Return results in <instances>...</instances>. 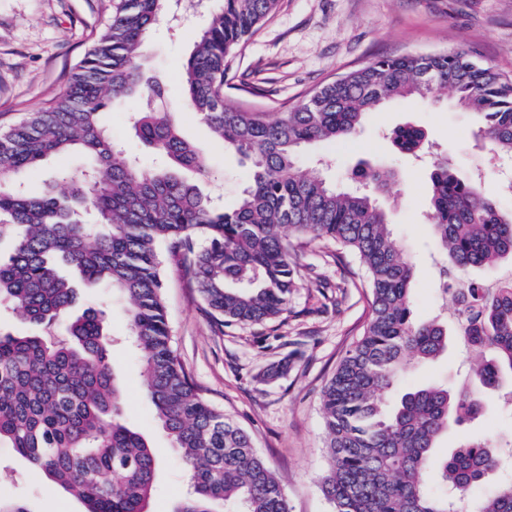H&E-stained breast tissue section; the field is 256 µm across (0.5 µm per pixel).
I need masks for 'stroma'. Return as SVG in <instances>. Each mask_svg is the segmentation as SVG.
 <instances>
[{"label":"stroma","instance_id":"1","mask_svg":"<svg viewBox=\"0 0 512 512\" xmlns=\"http://www.w3.org/2000/svg\"><path fill=\"white\" fill-rule=\"evenodd\" d=\"M111 6V0H0V123L48 106L62 93L70 72L107 24ZM219 7V0H175L172 16L147 40L145 64L161 82L163 105L176 113L183 136L213 165L202 190L230 209L247 182L248 168L190 112L181 82L198 34ZM457 47L512 75V0H279L272 17L237 55L224 93L250 109L272 113L375 58ZM138 109L135 103H113L102 122L117 145L153 166L157 156L133 130ZM405 124L426 131L433 155L412 160L395 151L387 134ZM437 155L464 176H481L485 192L512 208V196L504 191L512 166L503 167L479 145L469 118L449 95L433 105L391 101L366 117L356 137L319 143L302 156L304 170L340 185L348 184L353 170L376 163L401 174L400 183L381 200L395 238L415 264L412 316L418 321L439 313L448 317L450 340L447 354L438 360L410 365L387 395L391 405L431 382L456 389L463 376L454 306L438 291L440 259L430 228L429 173ZM162 260L173 345L203 397L251 436L279 478L290 512H333L321 484L328 467L322 392L370 314L371 293L357 262L349 256L335 261L323 248L301 249L298 286L287 314L220 330L211 324L198 291L187 287L177 258L166 254ZM80 300L107 311L115 339L112 363L125 393L122 418L156 451L149 512H174L187 492V479L142 388L139 357L124 343L127 304L102 284L81 286ZM511 436L512 408L495 403L487 415L441 438L436 454L446 456L467 437ZM0 498L29 512H85L79 500L31 471L6 447H0Z\"/></svg>","mask_w":512,"mask_h":512}]
</instances>
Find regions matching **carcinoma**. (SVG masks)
I'll return each mask as SVG.
<instances>
[{"mask_svg":"<svg viewBox=\"0 0 512 512\" xmlns=\"http://www.w3.org/2000/svg\"><path fill=\"white\" fill-rule=\"evenodd\" d=\"M99 39L67 88L45 108L0 126V307L40 332H0V446L80 500L86 512H147L157 460L148 440L121 420L124 395L112 364L108 314L76 309L78 288L64 269L103 283L127 301L140 376L156 416L188 476L174 512H289L282 485L251 437L209 404L172 347L159 248L182 257L212 322L255 325L288 312L297 287L295 247L334 243L365 271L371 312L322 393L329 467L322 490L334 512H512V476L483 499L474 489L512 470V438L471 439L448 456L433 453L449 430L481 417L485 396L512 399V279L490 286L473 274L512 260V210L501 209L478 178L436 160L430 208L436 247L462 273L455 288L459 331L474 386L431 383L386 409L385 396L413 361L448 351L442 317L411 314L414 265L389 228L374 193L398 182L390 169L355 173L362 190L341 189L301 168L304 147L353 138L365 117L395 98L436 102L445 91L469 112L489 149L512 158V77L458 48L379 58L326 82L272 115L224 94L239 47L279 0H223L182 73L187 102L224 146L249 163L238 204L219 208L183 173L212 175L211 164L155 104L134 113V130L162 167H145L118 148L101 121L116 100L159 99L144 71V46L167 0H114ZM396 148L418 156L424 133L394 129ZM73 153L88 164L55 172L32 195L19 177L50 157ZM99 219L88 224L84 214ZM437 475L442 491H429Z\"/></svg>","mask_w":512,"mask_h":512,"instance_id":"cac0c4a2","label":"carcinoma"}]
</instances>
